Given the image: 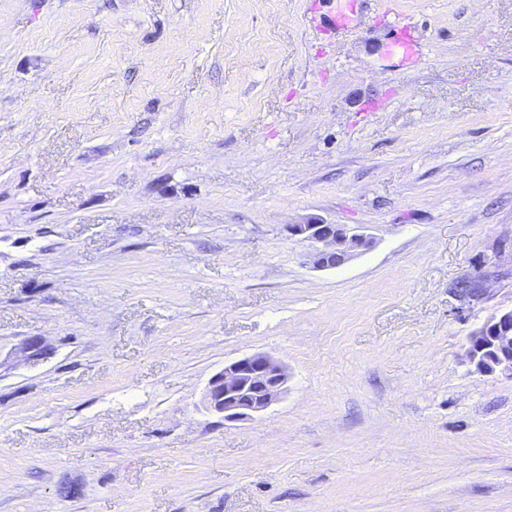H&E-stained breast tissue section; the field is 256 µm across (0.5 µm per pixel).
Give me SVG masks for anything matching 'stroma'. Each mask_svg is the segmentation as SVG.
Wrapping results in <instances>:
<instances>
[{"label": "stroma", "instance_id": "1", "mask_svg": "<svg viewBox=\"0 0 512 512\" xmlns=\"http://www.w3.org/2000/svg\"><path fill=\"white\" fill-rule=\"evenodd\" d=\"M312 2L0 0V353L53 346L0 372V512H512V379L466 357L512 310V0L329 43ZM310 220L374 244L314 268ZM253 353L288 391L224 423ZM480 275L478 273L477 276H474V277H466V278H463L461 279L457 285L459 289L461 290H474L475 288H477V291L475 293V295H467L465 293H462L460 291L457 292L458 294V297L460 298L461 301H463L464 303H473V302H479L483 296L485 295V291H486V282L488 280V278H490L491 276L490 275H483L480 279H479V284H478V280L477 278H479ZM52 348L43 336H28L13 349L9 358L12 357L27 364H36L46 358ZM288 369L278 359L254 353L224 364L208 380L203 403L224 423L245 421L267 411L287 392Z\"/></svg>", "mask_w": 512, "mask_h": 512}]
</instances>
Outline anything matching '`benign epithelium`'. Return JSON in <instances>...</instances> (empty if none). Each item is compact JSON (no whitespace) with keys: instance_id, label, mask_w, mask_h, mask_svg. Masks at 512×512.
<instances>
[{"instance_id":"benign-epithelium-1","label":"benign epithelium","mask_w":512,"mask_h":512,"mask_svg":"<svg viewBox=\"0 0 512 512\" xmlns=\"http://www.w3.org/2000/svg\"><path fill=\"white\" fill-rule=\"evenodd\" d=\"M286 231L311 245V262L320 269L338 268L371 247L366 235L346 224H289ZM51 350L46 338L28 336L13 349L11 357L36 364ZM467 356L479 373L512 378L511 310L469 336ZM287 383L288 369L281 361L265 353L247 355L224 364L211 376L205 387L204 407L226 423L249 420L278 403L287 392Z\"/></svg>"}]
</instances>
